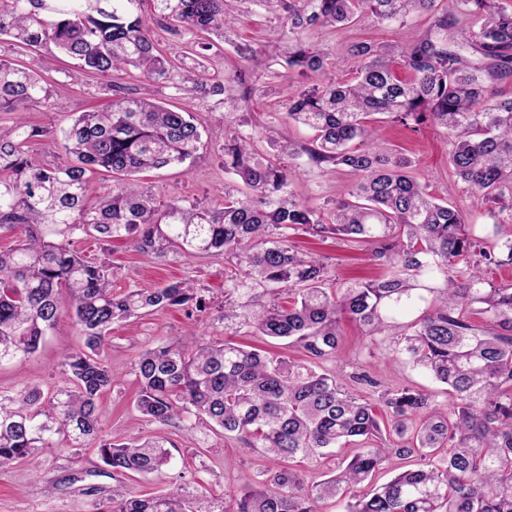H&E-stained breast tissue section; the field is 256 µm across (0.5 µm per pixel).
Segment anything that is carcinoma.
<instances>
[{
  "label": "carcinoma",
  "instance_id": "carcinoma-1",
  "mask_svg": "<svg viewBox=\"0 0 512 512\" xmlns=\"http://www.w3.org/2000/svg\"><path fill=\"white\" fill-rule=\"evenodd\" d=\"M143 2L0 0V35L30 49L52 44L88 73L132 68L149 83H172L179 67L156 47ZM151 2L154 19L176 33L222 36L233 21L226 0ZM279 2L288 14V68L328 80L302 90L286 113L288 123L311 130L310 143L299 147L288 138L280 152L357 177L329 217L298 201L288 170L252 150L253 136L236 129L224 133V170L247 191L224 193L218 208L184 199L159 208L140 190L138 175L193 159L201 134L192 112L150 97L117 89L107 107L79 113L56 143L69 161L52 167L26 157L38 128L0 127V232L18 238L17 247L0 251V364L35 353L65 316L83 337L81 348L64 354L65 384L55 392L29 385L17 396L0 394V468L63 438L98 448L117 481L109 509L96 512H214L205 494L130 490L121 478L152 474L171 463V453L162 438L131 443L103 435L97 410L114 383L101 357L112 325L168 307L204 313L209 304L182 280L152 291H112V267L72 248L79 233L102 243L129 238L157 258L177 250L227 255L240 274L225 279L216 320L227 330L245 325L316 363L336 356L342 318L384 338L389 312L414 305L417 277L441 275L434 309L392 346L448 386L446 411L413 387L389 388L379 395L381 420L376 404L351 394L334 374L204 338L191 346L162 342L137 355V408L161 424L195 416L260 449L270 462L264 479L242 488L225 512H322L321 502L345 495V512H512V287L477 274L484 265L512 267V225H495L497 242L481 245L464 213L432 195L407 158L385 153L368 122L381 114L406 129L427 121L440 126L456 183L511 210L512 96L498 95L493 85L512 75V9L500 0H463L481 25L461 40L449 13L453 0ZM413 13L429 14L431 23L408 47L351 46L361 67L347 81L328 76L325 56L300 37L313 24H385ZM209 81L201 69L181 76L177 89L202 98ZM50 98L35 69L0 61V112ZM96 168L112 173L115 185L89 207L87 174ZM299 230L321 240L370 241L387 274L335 289L328 266L290 244ZM471 310L482 323L473 322ZM353 442L360 451L320 482L309 484L284 466ZM393 457L414 458L417 468L364 491Z\"/></svg>",
  "mask_w": 512,
  "mask_h": 512
}]
</instances>
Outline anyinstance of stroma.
<instances>
[{"label": "stroma", "mask_w": 512, "mask_h": 512, "mask_svg": "<svg viewBox=\"0 0 512 512\" xmlns=\"http://www.w3.org/2000/svg\"><path fill=\"white\" fill-rule=\"evenodd\" d=\"M231 8V30L204 61L209 75L218 78L224 88L195 100L182 98L172 84L143 82L135 72L117 77L86 73L54 46L33 52L14 46L10 37L0 35V59L33 66L50 78L53 86L48 104L22 112H0V126L20 122L41 129V136L29 143L28 155L40 164L53 165L65 162L66 157L53 148L52 137L60 135L74 113L107 106L114 87L188 108L194 112L201 132L190 171L179 167L151 171L141 174L139 183L160 204L182 197L206 207L219 206L224 201L225 187L238 183L236 176L224 170L220 146L225 128L238 126L243 132L254 133L260 153L270 157L275 154L273 140L286 136L304 143L311 137L306 127L285 120L292 98L310 81L281 66L269 47L271 39L288 31L284 12L273 0H232ZM428 24L429 17L423 14L383 26L370 22L343 29L314 25L303 32L302 39L330 58L345 61L339 76L347 79L354 76L358 67L357 61L348 58L351 45L365 41L404 46ZM241 46L256 50V57H241L237 52ZM244 67L256 73L253 94L248 102L240 101L237 109H228L227 99L240 94L232 76ZM376 127L382 149L408 158L413 175L431 193L450 197L452 204L465 214L471 235L482 237L491 225L512 222V212L489 210L476 193L455 185L448 164L449 148L440 129L426 124L413 132L383 118ZM284 165L293 174L292 189L297 198L320 211L331 208L354 181L347 170L333 165L311 166L302 158L285 160ZM293 241L302 250L327 257L336 285L358 276L379 279L386 273L385 267L374 261L369 244L353 246L332 238L322 243L302 232L294 235ZM74 248L86 257L102 258L111 264L112 289L118 293L188 280L216 306L224 299L225 278L235 272L221 254L172 255L160 261L139 252L127 239H115L105 247L82 237L75 241ZM342 332L339 352L324 361L322 367L346 380L351 392L373 400L381 389L409 385L430 393L441 407H448L450 397L445 385L392 351L388 343L363 335L356 324L347 320L342 323ZM198 336L224 339V326L209 318L187 317L179 308L157 311L131 324L114 325L105 355L116 383L101 396L99 413L105 434L125 439L159 435L171 444L169 466L146 477L130 478L134 490L149 495L177 486L187 496L208 495L219 510L231 504L242 487L259 482L263 458L242 441L226 437L196 418L162 425L143 420L136 408L133 364L137 354L163 341L189 344ZM82 343L72 320L64 319L46 336L37 353L0 364V394H15L29 384L46 390L62 385L61 356ZM113 484L112 472L100 462L95 448H78L62 441L57 447L39 449L25 461L0 469V512H90L93 504L105 503Z\"/></svg>", "instance_id": "stroma-1"}]
</instances>
